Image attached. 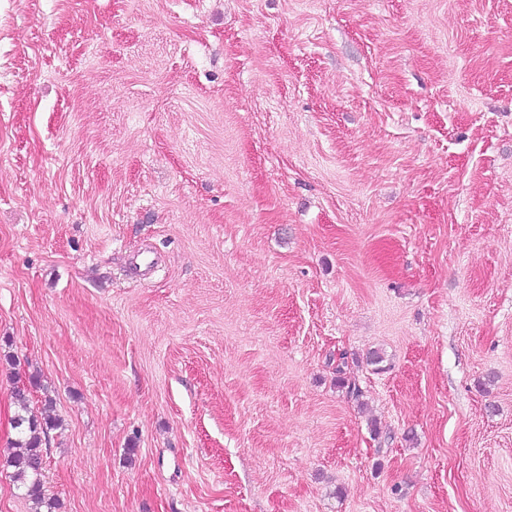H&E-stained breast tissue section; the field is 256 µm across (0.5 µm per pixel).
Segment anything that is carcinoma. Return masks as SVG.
Listing matches in <instances>:
<instances>
[{"mask_svg":"<svg viewBox=\"0 0 512 512\" xmlns=\"http://www.w3.org/2000/svg\"><path fill=\"white\" fill-rule=\"evenodd\" d=\"M14 400L17 407L13 418L17 432L16 451L0 466L10 470V478L29 502L30 512H52L55 503L46 497L43 487V444L49 432L58 427V420L33 413L25 388H15Z\"/></svg>","mask_w":512,"mask_h":512,"instance_id":"carcinoma-1","label":"carcinoma"}]
</instances>
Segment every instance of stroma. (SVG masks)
<instances>
[{
  "label": "stroma",
  "mask_w": 512,
  "mask_h": 512,
  "mask_svg": "<svg viewBox=\"0 0 512 512\" xmlns=\"http://www.w3.org/2000/svg\"><path fill=\"white\" fill-rule=\"evenodd\" d=\"M18 386L55 512H512V0H0Z\"/></svg>",
  "instance_id": "35a3bbf8"
}]
</instances>
